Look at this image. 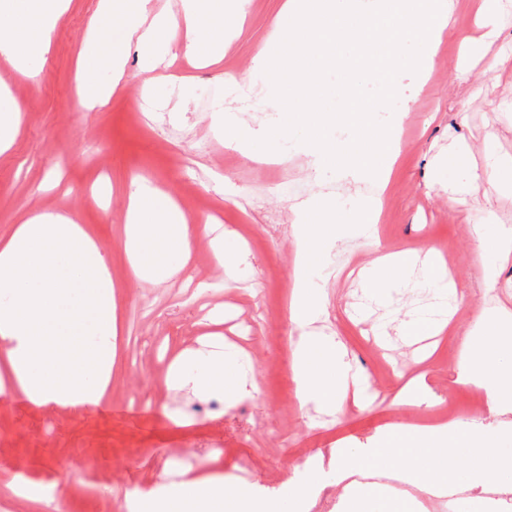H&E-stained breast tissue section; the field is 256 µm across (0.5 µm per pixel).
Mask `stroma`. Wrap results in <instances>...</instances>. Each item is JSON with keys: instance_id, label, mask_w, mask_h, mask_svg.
<instances>
[{"instance_id": "stroma-1", "label": "stroma", "mask_w": 512, "mask_h": 512, "mask_svg": "<svg viewBox=\"0 0 512 512\" xmlns=\"http://www.w3.org/2000/svg\"><path fill=\"white\" fill-rule=\"evenodd\" d=\"M282 0H249L242 31L227 36L212 63L178 57L171 81L144 87L142 56L130 46L125 78L113 84L107 69L94 71L111 89L109 105L85 110L77 96L80 54L100 12V0H71L57 21L47 52L30 80L0 58V83L21 109L20 131L0 155V233L20 211L63 213L90 225L112 253L118 336L108 398L91 410L38 406L18 393L0 395V512H120L129 487L157 492L160 473L180 479L216 476L225 488L270 482L282 493L295 466L338 448L382 443L397 428L445 424L512 432V413L489 415L475 387L452 386L456 339L446 335L407 341L398 330L406 310L434 303L421 267L409 269L390 305L369 301L360 278L372 253L361 239L328 250L311 281L325 297L328 326L349 359L369 377L368 408L345 400L326 415L300 408L292 374L288 300L294 256L291 210L312 193L343 204L336 173L308 176L292 140L280 142L284 159L258 165L224 146L213 116L250 125H274L277 115L254 106L266 81L252 70L258 47L272 29ZM482 0H457L453 22L437 50L427 83L405 72L397 79V110L406 118L402 153L375 230L391 249L435 246L466 294L454 321L469 325L490 301L482 265L468 231L480 220L448 204L438 182L436 157L458 142L472 148L473 164L487 135L512 156V82L484 71L481 50L463 53ZM239 83H229V76ZM143 178L173 197L192 230L185 274L151 285L136 282L124 252L127 187ZM218 218L236 231L247 254L233 273L213 257L203 227ZM229 345L241 337L251 348L234 356L231 376L241 387L216 409L195 413L202 397L167 389L170 360L206 333ZM424 374L431 407H396L405 379ZM21 474L42 494L31 502L8 487Z\"/></svg>"}]
</instances>
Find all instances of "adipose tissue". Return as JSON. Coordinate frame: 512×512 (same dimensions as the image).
<instances>
[{
  "instance_id": "1",
  "label": "adipose tissue",
  "mask_w": 512,
  "mask_h": 512,
  "mask_svg": "<svg viewBox=\"0 0 512 512\" xmlns=\"http://www.w3.org/2000/svg\"><path fill=\"white\" fill-rule=\"evenodd\" d=\"M247 0H181L180 9L154 13L149 0H105L108 20L86 44L83 57L111 69L121 81L125 47L136 43L143 72L157 69L156 59L170 48L173 31L183 33L182 48L195 57L210 56L224 44L226 33L241 26ZM69 0H0V9L14 13V23L0 28V57L26 77L48 49L54 25ZM468 149L449 148L447 161L465 167L464 184L449 183L448 203L483 210L487 202L479 183H502L507 162L491 146L483 148V164L466 167ZM294 212L295 256L289 320L296 332L292 370L300 407L335 409L348 389L367 397L368 387L355 371L336 336L313 328L320 314L309 286V272L331 246H344L350 233L331 227V197L315 193ZM471 236L487 258L483 281L494 292L500 268L512 261V226L474 224ZM190 228L178 203L146 181L128 188L126 251L138 281L158 283L186 266ZM117 283L112 256L90 229L70 216L28 210L9 234L0 236V393L12 389L37 405L74 410L99 406L112 377L116 351ZM230 366L223 352L201 354L182 350L170 363L166 385L197 395L236 393L228 380ZM453 384L483 389L489 414L512 411V309L484 310L462 333V355L453 370Z\"/></svg>"
}]
</instances>
